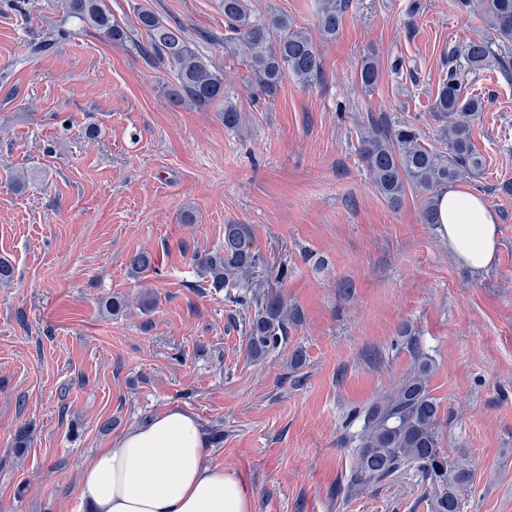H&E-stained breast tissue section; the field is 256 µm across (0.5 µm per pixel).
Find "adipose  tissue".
<instances>
[{
  "mask_svg": "<svg viewBox=\"0 0 512 512\" xmlns=\"http://www.w3.org/2000/svg\"><path fill=\"white\" fill-rule=\"evenodd\" d=\"M438 211L456 259L475 271L489 267L498 227L484 199L451 188ZM79 500L80 512H250L251 492L206 461L197 417L174 408L100 449L81 471Z\"/></svg>",
  "mask_w": 512,
  "mask_h": 512,
  "instance_id": "ef3b65f1",
  "label": "adipose tissue"
}]
</instances>
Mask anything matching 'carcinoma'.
Wrapping results in <instances>:
<instances>
[{
	"instance_id": "cac0c4a2",
	"label": "carcinoma",
	"mask_w": 512,
	"mask_h": 512,
	"mask_svg": "<svg viewBox=\"0 0 512 512\" xmlns=\"http://www.w3.org/2000/svg\"><path fill=\"white\" fill-rule=\"evenodd\" d=\"M222 5L224 18L234 32V36L224 38V51L245 55L260 94L275 97L289 78L303 86L321 80L323 65L316 44L288 17H256L247 0H222ZM454 7L460 13L478 12L496 37H472L448 56V70L442 75L432 107L435 118L442 122L440 133L445 150L426 146L416 126L394 125L383 113L368 115L361 132V154L375 191L394 207L403 202L407 191L417 192L424 224L439 223L438 197L448 185L475 178L484 168V160L471 142V119L480 111L481 102L476 97L463 96L465 72L494 68L506 78L512 76V59L503 54L512 45V0H454ZM63 8L66 18L98 30L114 42L127 38L126 28L112 18L105 0H63ZM344 9V0H318L317 24L323 39H336ZM134 24L147 36L143 54L162 60L173 69L177 80L172 92L175 101L197 110L220 104L224 127L239 126L240 112L225 99L224 75L197 51L182 25L163 22L147 7L137 11ZM65 34L60 29L49 34L29 46L28 54L51 52ZM357 78L364 89H374L380 78L378 61L365 58ZM194 262L201 276L218 292L260 287L265 266L250 226L235 223L224 225L223 246L194 255ZM152 263L149 252L135 251L128 258V272L135 276L151 268ZM288 316L294 319L297 313H288L278 294L266 295L265 306L246 329L251 358L262 357L287 334ZM431 371L430 360L418 358L411 376L393 385L362 411L350 488H364L413 468L433 486L436 512H460L458 489L469 482L471 472L465 464L449 465L444 460L443 418L439 402L429 389Z\"/></svg>"
}]
</instances>
